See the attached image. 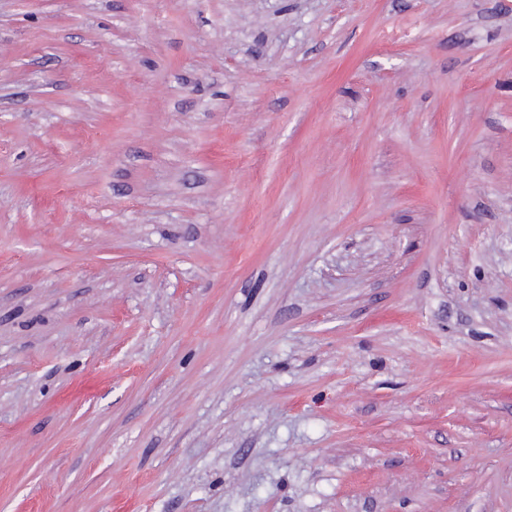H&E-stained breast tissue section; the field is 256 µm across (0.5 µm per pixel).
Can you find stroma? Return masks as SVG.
I'll return each instance as SVG.
<instances>
[{
	"instance_id": "obj_1",
	"label": "stroma",
	"mask_w": 512,
	"mask_h": 512,
	"mask_svg": "<svg viewBox=\"0 0 512 512\" xmlns=\"http://www.w3.org/2000/svg\"><path fill=\"white\" fill-rule=\"evenodd\" d=\"M0 512H512V0H0Z\"/></svg>"
}]
</instances>
